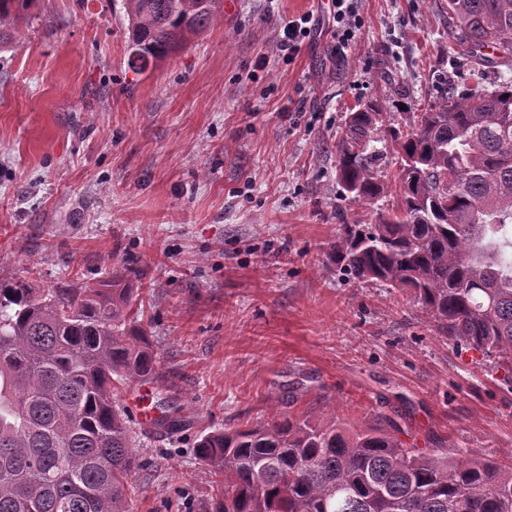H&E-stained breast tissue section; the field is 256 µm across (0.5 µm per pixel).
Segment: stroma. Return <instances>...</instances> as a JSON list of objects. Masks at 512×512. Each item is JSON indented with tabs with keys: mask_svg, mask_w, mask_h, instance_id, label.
Returning a JSON list of instances; mask_svg holds the SVG:
<instances>
[{
	"mask_svg": "<svg viewBox=\"0 0 512 512\" xmlns=\"http://www.w3.org/2000/svg\"><path fill=\"white\" fill-rule=\"evenodd\" d=\"M347 55L329 35L284 61L280 28L328 0H223L204 32L137 73L122 0H36L0 47V279L95 282L126 256L177 434L136 425L131 512H211L198 437L288 412L358 425L396 415L425 452L512 459V368L454 344L409 296L330 263L341 224H373L398 191L341 196L349 109L413 122L470 83L448 0H359Z\"/></svg>",
	"mask_w": 512,
	"mask_h": 512,
	"instance_id": "1",
	"label": "stroma"
}]
</instances>
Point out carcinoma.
Masks as SVG:
<instances>
[{"instance_id":"carcinoma-1","label":"carcinoma","mask_w":512,"mask_h":512,"mask_svg":"<svg viewBox=\"0 0 512 512\" xmlns=\"http://www.w3.org/2000/svg\"><path fill=\"white\" fill-rule=\"evenodd\" d=\"M35 0H0V44ZM144 70L206 29L220 0H123ZM453 37L478 65L512 70V0H448ZM372 101L348 113L336 182L358 202L385 194L369 149ZM399 194L361 229L340 225L332 262L359 282L410 294L448 338L512 363V80L478 95L451 85L393 133ZM130 263L92 284L0 280V512H129L142 468L125 390L152 382L156 356L130 316ZM154 425L188 426L177 406ZM390 415L355 426L304 413L214 430L194 455L224 477L212 512H512V464L420 451Z\"/></svg>"}]
</instances>
